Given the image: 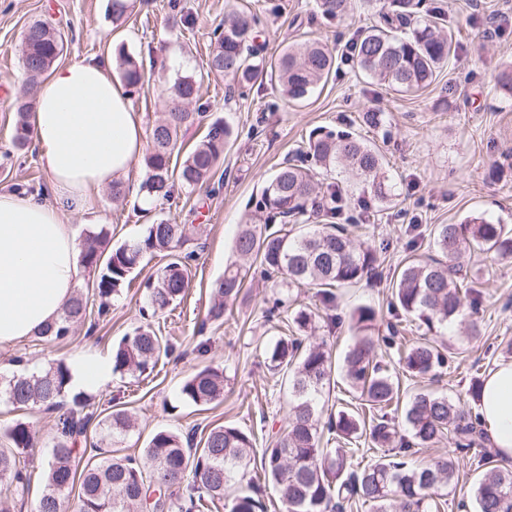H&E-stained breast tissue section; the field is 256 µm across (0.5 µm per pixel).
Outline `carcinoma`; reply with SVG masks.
<instances>
[{
    "instance_id": "carcinoma-1",
    "label": "carcinoma",
    "mask_w": 512,
    "mask_h": 512,
    "mask_svg": "<svg viewBox=\"0 0 512 512\" xmlns=\"http://www.w3.org/2000/svg\"><path fill=\"white\" fill-rule=\"evenodd\" d=\"M352 0H319L329 18H343ZM441 11L424 8L423 0H390L380 12L379 23L358 32L348 49V59L368 78L398 92H416L436 79L438 68L454 50L452 33L439 25ZM258 18L244 10L224 17V27L215 36L208 67L230 87L248 86L259 73L270 70L282 95L301 104L338 68L337 57L316 42L292 43L270 60L255 42ZM24 65L31 80L46 74L64 51V37L48 23L35 21L23 33ZM117 67L130 87L142 83L137 62L118 52ZM178 104L151 131L142 190L149 197L169 199L175 182L193 187L206 182L224 160V148L233 129L213 122L204 139L188 153L179 168L170 165L178 134L195 123L200 113L189 110L198 102L199 83L181 76L169 87ZM34 100L18 106L20 123L14 144L29 142V111ZM310 165L286 163L265 186L259 202L261 224H247L239 231L235 250L242 257L259 259L265 279L285 286L317 289L324 304L336 300L335 289L353 286L374 276L375 255L353 245L347 229L335 222L336 207L318 202V175L350 172L357 186L377 200L389 202L393 185L382 175L383 157L378 149L351 132L314 128L308 136ZM323 213L328 223L313 231L294 233L288 220L298 221L308 207ZM189 228L167 220L147 225L143 234L102 256L91 242L81 253L84 267L96 274L94 288L106 300L131 280L134 270L148 255L166 254L171 261L150 286L149 309L163 311L180 300L189 288L187 269L195 251H182ZM434 242L445 260L412 258L400 271L391 303L393 316L412 315L427 328L445 325L459 316L466 305H477L473 291L459 277L456 260L462 251L476 248L486 254L512 258V229L472 217L461 224H436ZM246 273L228 266L215 288L216 301L209 310L213 320L224 318V304L239 294ZM86 314L79 295L64 305L62 315L44 327L38 337L49 341L66 339L72 325ZM351 320L361 336L347 349L342 361L344 378L361 402L358 410L341 409L322 421L320 399L330 385L332 361L320 344H307L295 337L280 339L268 350L273 367L288 376L291 401L288 426L272 447L263 450L261 470L280 494L286 512H345L368 505L371 512H434L435 490L455 478L454 461L439 454L424 464L412 459L413 449L431 448L454 427L458 446L473 453L482 475L474 489L476 512H512V467L498 463L487 428L480 415L467 406L429 391L411 395L402 413V427L388 419L385 409L400 400L399 381L377 359L372 338L375 310L353 309ZM169 355L150 325L138 327L112 349V371L141 376ZM445 364L441 349L428 342L397 350V365L405 377L423 378ZM69 367L53 362L41 372H22L0 378V397L19 408L53 410L68 396ZM182 395L193 404L209 406L224 396V371L205 367L188 377ZM73 408L56 421L52 453L47 460L44 487L35 512H61L64 502L79 485L77 512H198L203 501L224 497V486L239 469H246L254 454L252 435L230 425L212 427L199 444L183 440L169 430L155 432L138 456L118 455L112 447L132 427L131 416L114 410L100 424L101 439L91 445V456L76 457L75 444L87 437L93 414L86 411L90 398L78 394ZM335 436L336 447H322L323 431ZM408 433L399 451L388 447L399 431ZM12 447L0 448V484L16 492L29 489L18 468L20 455L33 447L29 423L17 421L6 431ZM364 438L372 450L365 464H353L358 449L350 444ZM265 505L252 495L237 497L230 512H264Z\"/></svg>"
}]
</instances>
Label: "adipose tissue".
I'll use <instances>...</instances> for the list:
<instances>
[{
	"mask_svg": "<svg viewBox=\"0 0 512 512\" xmlns=\"http://www.w3.org/2000/svg\"><path fill=\"white\" fill-rule=\"evenodd\" d=\"M114 51L56 67L35 84L32 139L53 202L0 192V346L52 323L76 286L79 244L71 216L92 213L101 188L128 181L144 150L129 95L113 80ZM477 411L493 446L512 457V360L484 379Z\"/></svg>",
	"mask_w": 512,
	"mask_h": 512,
	"instance_id": "obj_1",
	"label": "adipose tissue"
}]
</instances>
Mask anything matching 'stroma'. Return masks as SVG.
<instances>
[{"label": "stroma", "mask_w": 512, "mask_h": 512, "mask_svg": "<svg viewBox=\"0 0 512 512\" xmlns=\"http://www.w3.org/2000/svg\"><path fill=\"white\" fill-rule=\"evenodd\" d=\"M453 35L455 51L427 89L401 93L339 62L335 73L303 105L287 103L269 74L263 73L242 89H229L226 81L210 76L208 60L214 29L225 12L248 6L260 18L258 42L266 57H274L287 44L316 40L344 52L358 30L374 25L378 15L366 0H352L349 15L323 17L316 0H133L130 16L113 28L109 0H0V191L21 190L51 200L49 177L33 149H16L13 135L16 108L30 87L23 78L21 35L34 21L60 29L68 45L60 64L99 56L109 48L112 35H120L126 53L143 64V82L130 94V102L151 130L168 111L170 98L165 79L191 75L201 83L200 121L183 128L172 154L182 162L186 153L205 136L211 122L223 118L234 129V142L214 176L197 187L176 186L168 200L124 195L113 200L110 189L98 194L95 210L74 218L78 240L97 235L107 252L140 237L147 224L164 219L193 225L191 249L197 259L189 268L191 287L173 310L151 321L171 346L147 379L113 374L102 388L91 390V405L101 414L126 410L133 428L120 444L121 453L140 455L152 434L170 429L180 435L203 438L217 424H230L252 435L256 450L267 448L282 435L288 422V382L271 372L268 348L296 331L293 313L305 308L316 313L312 341L324 344L335 370L326 408L337 410L354 401L340 366L355 340L350 314L361 305L377 312L375 333H386L391 321L392 286L409 257L439 258L430 238L437 224H457L482 217L495 224L512 225V97L496 88L498 70L512 63V0H435ZM379 112L382 126L365 124L364 115ZM326 127L347 130L375 145L384 158V171L395 183L397 195L388 204L359 207L365 194L356 190L347 199L344 222L355 245L373 250L379 276L352 287L337 289L333 309H326L309 288H276L262 279L256 259H241L234 244L242 225L251 223L262 188L285 162L294 160L310 130ZM164 257L143 261L130 285L112 297L106 314H99L100 299L92 288V275L81 269L77 287L87 314L72 327L65 340L49 342L30 336L0 348V376L22 370L39 372L55 360L73 365L81 356L112 354L123 336L141 326L148 286L166 265ZM459 265L479 295L476 319L481 334H462L460 322L427 329L418 319L404 316L405 344L425 337L443 342L450 355L447 366L434 379L401 380L403 396L425 388L454 400L471 401V380L486 377L506 359L512 342V259L493 262L476 252L463 253ZM240 264L248 274L237 299L228 304L222 320L213 321L215 283L225 267ZM287 299L290 309L272 312L273 298ZM340 322L328 327V315ZM208 351L198 354L199 343ZM207 366L224 369L221 401L198 407L181 394L185 379ZM17 421L32 424L35 444L21 457L31 476L28 494L12 499V512H34L44 485V465L52 450L54 415L38 408H18L0 401V430ZM455 454L457 480L443 488L438 512H463L471 503L479 473L467 455L456 449L448 435L437 450L417 453L418 462L435 451ZM261 489L267 512H285L275 486L265 480L259 461H252L245 479L230 484L223 499L205 502L203 512H229L247 481Z\"/></svg>", "instance_id": "stroma-1"}]
</instances>
